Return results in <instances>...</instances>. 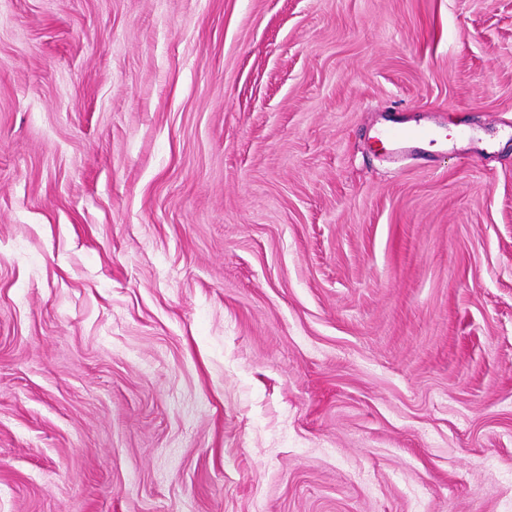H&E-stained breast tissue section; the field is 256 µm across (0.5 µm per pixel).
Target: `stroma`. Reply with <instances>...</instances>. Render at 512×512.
Masks as SVG:
<instances>
[{
    "label": "stroma",
    "instance_id": "obj_1",
    "mask_svg": "<svg viewBox=\"0 0 512 512\" xmlns=\"http://www.w3.org/2000/svg\"><path fill=\"white\" fill-rule=\"evenodd\" d=\"M0 512H512V0H0Z\"/></svg>",
    "mask_w": 512,
    "mask_h": 512
}]
</instances>
